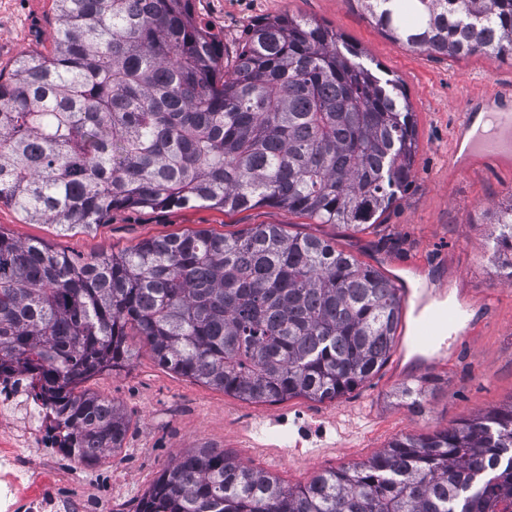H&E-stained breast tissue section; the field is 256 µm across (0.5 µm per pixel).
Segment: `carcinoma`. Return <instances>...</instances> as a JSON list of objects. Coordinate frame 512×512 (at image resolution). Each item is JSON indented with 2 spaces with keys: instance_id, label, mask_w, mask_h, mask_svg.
Returning <instances> with one entry per match:
<instances>
[{
  "instance_id": "obj_1",
  "label": "carcinoma",
  "mask_w": 512,
  "mask_h": 512,
  "mask_svg": "<svg viewBox=\"0 0 512 512\" xmlns=\"http://www.w3.org/2000/svg\"><path fill=\"white\" fill-rule=\"evenodd\" d=\"M54 51L0 82V203L66 234L125 207L276 205L365 231L408 184L417 150L401 87L323 25L284 15L246 31L234 62L191 0H57ZM429 54L512 57V0H357ZM512 281V203L495 220ZM392 279L331 242L254 224L145 240L90 260L0 231V373L40 375L87 464L123 448L114 402L73 385L129 360L242 400L334 401L389 358ZM398 397L423 409L422 386ZM512 496V405L394 440L365 463L284 487L223 450L175 457L137 512H486Z\"/></svg>"
}]
</instances>
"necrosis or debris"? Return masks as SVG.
<instances>
[{"instance_id": "obj_1", "label": "necrosis or debris", "mask_w": 512, "mask_h": 512, "mask_svg": "<svg viewBox=\"0 0 512 512\" xmlns=\"http://www.w3.org/2000/svg\"><path fill=\"white\" fill-rule=\"evenodd\" d=\"M34 385L28 372L0 376V512H129L106 467L95 470L99 494L91 502L71 492L68 475L32 464L31 449L63 442Z\"/></svg>"}]
</instances>
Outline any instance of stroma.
I'll return each instance as SVG.
<instances>
[{
	"mask_svg": "<svg viewBox=\"0 0 512 512\" xmlns=\"http://www.w3.org/2000/svg\"><path fill=\"white\" fill-rule=\"evenodd\" d=\"M285 14L343 35L386 77L398 80L408 96L418 143L412 174L378 225L355 232L279 207L227 213L186 206L116 210L93 231L61 234L50 224L26 223L16 209L0 204V231L87 260L190 230L229 235L253 224H280L289 234L333 242L358 261L403 276L418 288H444L456 279L475 295L491 296L494 309L464 339L460 359L399 375L400 356L412 350L408 336H400L369 381L332 402L304 396L277 403L241 400L163 367L142 337L129 334L130 360L93 374L78 389L112 400L128 417L123 448L106 459L136 502L178 454L191 448L224 449L283 486L296 487L324 470L371 459L402 436L428 435L512 404V281L499 274L491 251L493 215L512 203V168L449 169L454 124L472 98L512 88V58L428 54L387 36L354 0H201L195 11L203 24L218 25L228 59L248 26ZM57 15L55 0H0V73H12L22 57L51 54ZM417 382L427 397L423 411L414 413L393 394L402 384ZM235 413L252 418L251 430L238 429L231 419ZM302 414L314 418L318 428L303 442L299 461L292 462L280 457L276 437L284 433L296 440L293 419Z\"/></svg>",
	"mask_w": 512,
	"mask_h": 512,
	"instance_id": "stroma-1",
	"label": "stroma"
}]
</instances>
